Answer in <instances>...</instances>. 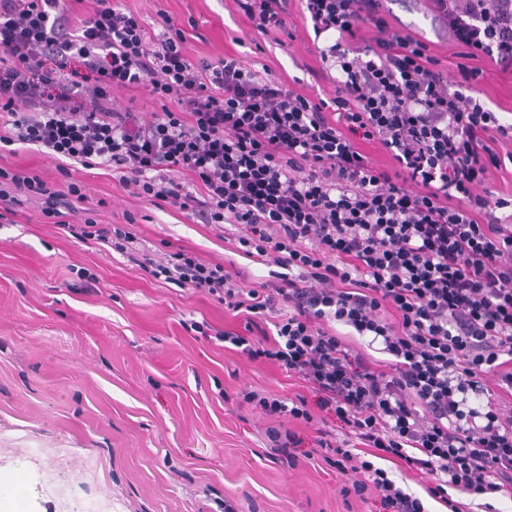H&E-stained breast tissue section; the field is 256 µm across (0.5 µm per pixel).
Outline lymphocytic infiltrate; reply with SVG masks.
Listing matches in <instances>:
<instances>
[{
	"instance_id": "f902f5d3",
	"label": "lymphocytic infiltrate",
	"mask_w": 512,
	"mask_h": 512,
	"mask_svg": "<svg viewBox=\"0 0 512 512\" xmlns=\"http://www.w3.org/2000/svg\"><path fill=\"white\" fill-rule=\"evenodd\" d=\"M0 0V151L21 144L55 159L57 181L0 168V210L35 205L152 278L214 297L243 332L190 321V331L297 376L317 395L258 390L243 403L273 419L339 423L318 453L352 474L345 498L378 512H425L380 461L406 464L426 496L468 512L452 492L512 497V197L477 194L512 163V123L481 103L487 57L512 73V0H432L459 49L445 72L428 44L392 28L381 0H300L327 35L317 77L328 98L304 96L227 54L191 59L185 30L161 15L147 29L121 0ZM261 34L292 37L290 0H235ZM371 31L373 41L362 38ZM145 91L151 113L115 106ZM393 165L376 167L361 143ZM119 173L123 186L205 224L229 225L237 251L275 256L273 281L179 251L137 257L134 223L72 220L86 198L69 162ZM348 327L342 335L340 327ZM497 380L484 387V376ZM270 456L309 457L292 429L266 430Z\"/></svg>"
}]
</instances>
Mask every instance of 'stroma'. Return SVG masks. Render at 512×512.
I'll return each instance as SVG.
<instances>
[{
  "mask_svg": "<svg viewBox=\"0 0 512 512\" xmlns=\"http://www.w3.org/2000/svg\"><path fill=\"white\" fill-rule=\"evenodd\" d=\"M149 27L160 14L193 20L185 50L195 60L236 52L323 97L321 65L298 0L290 50L258 34L234 0H123ZM394 29L424 28L443 67L457 47L426 0H384ZM483 100L512 123V75L480 62ZM87 208L105 224L134 212L139 248L164 259L184 251L271 281L274 259L239 256L222 229L123 188L111 171L77 168ZM239 332L242 317L205 293L154 280L112 250L43 223L35 206L0 219V476L24 477L26 512H209L234 498L240 512H369L345 504L349 477L321 459L288 467L268 456L263 411L244 389L310 396L298 377L187 332L190 320Z\"/></svg>",
  "mask_w": 512,
  "mask_h": 512,
  "instance_id": "stroma-1",
  "label": "stroma"
}]
</instances>
